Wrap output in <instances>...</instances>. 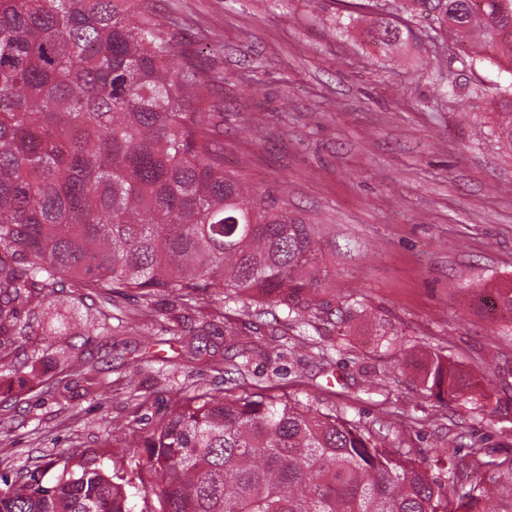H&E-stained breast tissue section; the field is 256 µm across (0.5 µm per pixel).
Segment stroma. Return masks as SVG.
<instances>
[{"label": "stroma", "instance_id": "1", "mask_svg": "<svg viewBox=\"0 0 512 512\" xmlns=\"http://www.w3.org/2000/svg\"><path fill=\"white\" fill-rule=\"evenodd\" d=\"M145 2L183 44L178 66L200 76V107L224 115L225 168L275 187L321 229V305L302 318L245 297L183 306L132 293L113 297L111 335L53 336L60 316L88 305L64 289L36 307L11 358L19 367L64 350L75 362L41 385L0 374V476L84 451L111 467L109 445L132 456L176 392L237 385L345 414L416 449L436 477L450 444L473 479L472 449L512 456V321L493 306L512 283V193L498 191L512 186V152L491 133L512 74L462 66L461 47L428 41L421 18L382 41L388 9ZM351 298L370 319L345 314ZM245 348L252 362L235 370ZM434 353L469 378L465 398L425 391Z\"/></svg>", "mask_w": 512, "mask_h": 512}]
</instances>
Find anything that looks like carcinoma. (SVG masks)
I'll use <instances>...</instances> for the list:
<instances>
[{
  "mask_svg": "<svg viewBox=\"0 0 512 512\" xmlns=\"http://www.w3.org/2000/svg\"><path fill=\"white\" fill-rule=\"evenodd\" d=\"M396 12L430 19L512 72V0H408ZM180 44L143 0H0V328L65 286L97 296L96 313L64 317L56 332L112 335V295L162 291L262 299L313 313L327 270L319 232L272 186L224 168L221 121L194 102L200 80L174 68ZM493 133L512 151V87ZM58 360L36 358L42 383ZM424 388L464 395L470 384L438 354ZM144 453L108 470L50 457L41 483L0 478V512H512V456L448 466L431 476L412 448H389L336 412L247 389L180 391L142 438ZM157 501L152 505L151 501Z\"/></svg>",
  "mask_w": 512,
  "mask_h": 512,
  "instance_id": "1",
  "label": "carcinoma"
}]
</instances>
